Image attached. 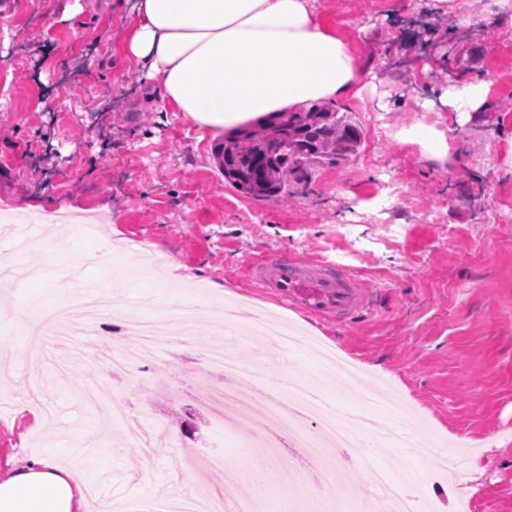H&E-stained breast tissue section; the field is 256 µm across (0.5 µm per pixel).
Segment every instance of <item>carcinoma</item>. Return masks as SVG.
<instances>
[{
  "label": "carcinoma",
  "instance_id": "carcinoma-1",
  "mask_svg": "<svg viewBox=\"0 0 512 512\" xmlns=\"http://www.w3.org/2000/svg\"><path fill=\"white\" fill-rule=\"evenodd\" d=\"M362 130L351 115L320 102L277 114L224 138L214 159L224 182L240 194L286 200L311 172L357 153Z\"/></svg>",
  "mask_w": 512,
  "mask_h": 512
}]
</instances>
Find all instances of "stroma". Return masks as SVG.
I'll return each instance as SVG.
<instances>
[{
	"instance_id": "obj_1",
	"label": "stroma",
	"mask_w": 512,
	"mask_h": 512,
	"mask_svg": "<svg viewBox=\"0 0 512 512\" xmlns=\"http://www.w3.org/2000/svg\"><path fill=\"white\" fill-rule=\"evenodd\" d=\"M136 0H0V218L93 212L99 236L67 233L56 265L72 268L77 291L122 273L112 311L147 316L162 341L151 362L119 373L110 358L134 355L77 332L67 369L30 352L18 318L42 299L27 275L0 286V330L13 338L0 364V460L58 449L59 461L102 482L122 512H167L174 497L214 490L202 456L244 461L243 423L225 433L175 384L208 380L203 350L234 330L241 361L317 376L311 355L246 339L244 323L271 315L351 359L368 381L391 388L418 430L463 442L479 464L471 512H512V0H315L317 15L353 52L362 95L338 98L363 132L358 152L317 171L306 193L255 200L224 182L216 138L177 112L146 109L153 85L125 56ZM486 81L489 96L470 114L437 103L452 82ZM445 133L437 159L398 133L416 123ZM145 238L162 272L140 274L126 253ZM326 259L348 266L369 299L346 321L318 319L248 288V267L265 255ZM209 314L190 319L180 345L168 304ZM40 384L55 413L33 426L20 409ZM117 396L156 426L149 464L124 448L119 425L87 409V393Z\"/></svg>"
}]
</instances>
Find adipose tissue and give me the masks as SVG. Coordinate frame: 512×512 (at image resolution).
<instances>
[{"mask_svg": "<svg viewBox=\"0 0 512 512\" xmlns=\"http://www.w3.org/2000/svg\"><path fill=\"white\" fill-rule=\"evenodd\" d=\"M314 0H137L127 57L147 69L161 109L218 134L311 101L360 95L346 43ZM85 486L55 456L0 465V512H84Z\"/></svg>", "mask_w": 512, "mask_h": 512, "instance_id": "obj_1", "label": "adipose tissue"}]
</instances>
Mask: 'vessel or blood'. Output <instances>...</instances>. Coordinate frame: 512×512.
I'll use <instances>...</instances> for the list:
<instances>
[{"label": "vessel or blood", "mask_w": 512, "mask_h": 512, "mask_svg": "<svg viewBox=\"0 0 512 512\" xmlns=\"http://www.w3.org/2000/svg\"><path fill=\"white\" fill-rule=\"evenodd\" d=\"M251 280L290 305L334 318L350 317L367 302L359 278L337 263L270 257L252 266Z\"/></svg>", "instance_id": "obj_1"}]
</instances>
